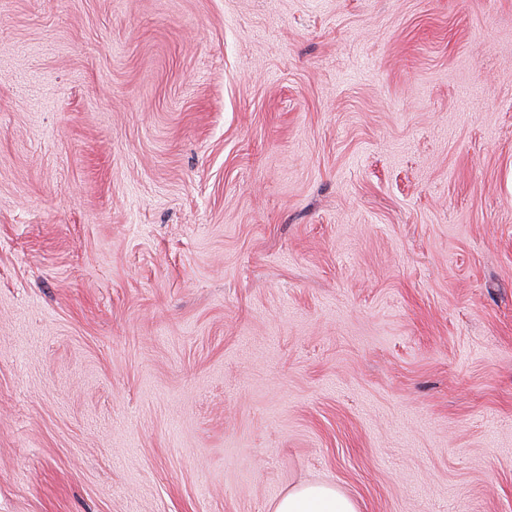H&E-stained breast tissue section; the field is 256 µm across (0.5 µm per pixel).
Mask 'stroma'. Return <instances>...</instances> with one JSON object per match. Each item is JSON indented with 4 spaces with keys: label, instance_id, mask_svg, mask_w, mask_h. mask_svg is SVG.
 <instances>
[{
    "label": "stroma",
    "instance_id": "obj_1",
    "mask_svg": "<svg viewBox=\"0 0 512 512\" xmlns=\"http://www.w3.org/2000/svg\"><path fill=\"white\" fill-rule=\"evenodd\" d=\"M512 512V0H0V512ZM273 512H358L355 501L331 483H302L274 504Z\"/></svg>",
    "mask_w": 512,
    "mask_h": 512
}]
</instances>
